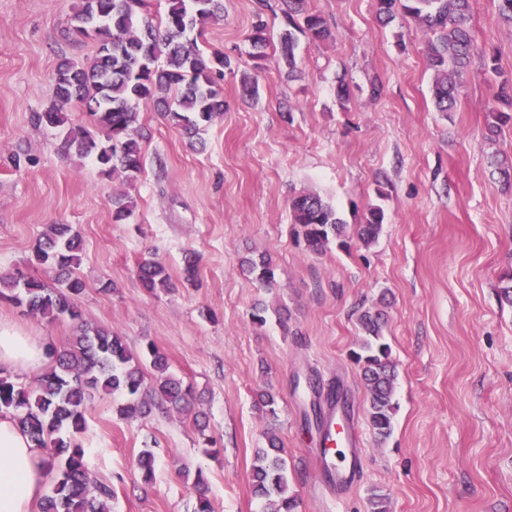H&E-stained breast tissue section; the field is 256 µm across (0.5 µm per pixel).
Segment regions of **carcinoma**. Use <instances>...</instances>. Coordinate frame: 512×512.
I'll return each instance as SVG.
<instances>
[{
    "label": "carcinoma",
    "mask_w": 512,
    "mask_h": 512,
    "mask_svg": "<svg viewBox=\"0 0 512 512\" xmlns=\"http://www.w3.org/2000/svg\"><path fill=\"white\" fill-rule=\"evenodd\" d=\"M288 29L278 38L279 59L296 71L298 35L315 41L332 38L324 19L306 8V0H283ZM164 13L151 12L147 0H82L68 20L70 37L95 31V55L86 64L65 61L57 69L54 101L35 120L62 129L60 148L65 153L92 158L105 174L120 172L127 182L143 170L144 139L138 106L152 103L190 136L199 125L224 114V98L216 77L224 76L228 60L220 53L206 55L191 33L208 21L224 15V0H166ZM473 0H377L379 20L390 23L401 11L431 33L426 57L434 71L432 95L440 112L456 108L475 40L467 20ZM88 105L99 136L68 126L67 108ZM489 136L496 137L512 121L507 112H491ZM136 200L127 193L112 195V219L121 223L134 216ZM292 223L298 226L306 248L321 253L330 240L341 236L346 224L335 207L320 195L301 193L290 205ZM382 206H368L365 221L356 225V236L366 247L375 243L385 223ZM82 244L69 224H50L34 247V258L58 272L48 283L17 270L0 277V298L23 307L52 323L67 317L77 324L78 334L65 346L53 347L49 366L29 386L14 382L0 372V413L10 412L26 429L34 445L45 449L53 486L40 502V512H110L112 487L90 474L80 438L85 428V410L95 393L124 397L120 413L126 418H145L155 410L186 414L193 411L197 395L191 384L169 372L168 357L151 341L135 353L124 337L109 328L83 322L77 298L86 285L75 272L81 261ZM243 272L272 284L271 258L261 254L242 263ZM142 288L149 293L172 287L165 267L152 257L137 265ZM364 333L360 351L354 353L361 366L367 399L366 413L374 432L386 437L392 429L395 365L385 342L386 314L365 310L358 316ZM267 447L256 452L251 472L255 497L264 500L265 512H296L297 501L288 494V473L279 437L266 435ZM156 458L143 450L133 463L140 481L150 485ZM198 492L194 512H212L204 491V478L197 473Z\"/></svg>",
    "instance_id": "1"
}]
</instances>
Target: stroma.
Instances as JSON below:
<instances>
[{
  "label": "stroma",
  "mask_w": 512,
  "mask_h": 512,
  "mask_svg": "<svg viewBox=\"0 0 512 512\" xmlns=\"http://www.w3.org/2000/svg\"><path fill=\"white\" fill-rule=\"evenodd\" d=\"M79 3L0 0V274L48 279L33 247L47 225H72L83 241L84 321L135 351L154 342L209 421L203 437L185 415L124 419L120 397L95 395L82 443L93 477L115 491L112 512H193L196 472L213 512H260L251 468L270 430L285 450L297 512H371L375 493L389 512H512V306L501 299L512 274V184L496 165L512 161V125L487 137L497 88L512 82V28L495 0H475L468 25L477 52L447 114L432 101L429 35L412 18L383 27L376 0H307L335 38H300L291 76L273 55L255 58L249 40L261 22L277 41L281 0H224L223 19L198 39L205 53L231 60L223 117L192 146L157 110L142 109L149 138L132 183L63 153L59 132L33 120L53 101L59 63L94 54L92 39L64 32ZM245 74L257 95L243 96ZM342 81L350 88L343 104ZM120 192L137 201L124 224L112 221ZM302 192L330 201L351 229L367 205L381 204L378 240L334 239L309 252L290 214ZM188 249L200 257L191 283ZM262 253L275 266L270 285L241 270L245 256ZM148 254L166 268L171 290L141 287L136 263ZM259 301L270 309L262 326L251 321ZM377 306L397 373L384 439L365 414L352 358L358 315ZM0 318L58 345L75 334L70 320L50 324L1 299ZM312 375L324 388L343 384L362 431L364 473L341 493L314 491L320 439L305 414L326 393L307 387ZM259 390L276 395L275 415L256 406ZM146 448L156 471L144 490L132 463Z\"/></svg>",
  "instance_id": "stroma-1"
}]
</instances>
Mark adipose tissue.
<instances>
[{"mask_svg":"<svg viewBox=\"0 0 512 512\" xmlns=\"http://www.w3.org/2000/svg\"><path fill=\"white\" fill-rule=\"evenodd\" d=\"M47 362L45 342L0 320V368L29 373ZM45 459L12 416H0V512H36L46 493Z\"/></svg>","mask_w":512,"mask_h":512,"instance_id":"ef3b65f1","label":"adipose tissue"}]
</instances>
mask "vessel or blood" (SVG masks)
Here are the masks:
<instances>
[{"label":"vessel or blood","instance_id":"b4317fda","mask_svg":"<svg viewBox=\"0 0 512 512\" xmlns=\"http://www.w3.org/2000/svg\"><path fill=\"white\" fill-rule=\"evenodd\" d=\"M321 429L323 446L317 460L320 484L345 489L356 480L364 455L357 424L352 417L337 415L331 405L323 415Z\"/></svg>","mask_w":512,"mask_h":512}]
</instances>
